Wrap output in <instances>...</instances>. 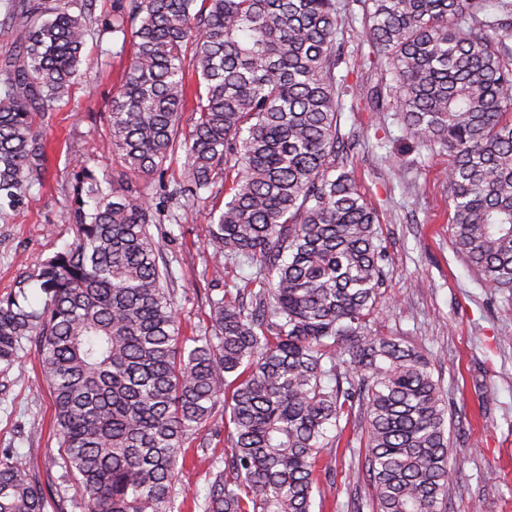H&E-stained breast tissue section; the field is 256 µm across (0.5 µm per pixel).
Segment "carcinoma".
Here are the masks:
<instances>
[{
	"label": "carcinoma",
	"mask_w": 512,
	"mask_h": 512,
	"mask_svg": "<svg viewBox=\"0 0 512 512\" xmlns=\"http://www.w3.org/2000/svg\"><path fill=\"white\" fill-rule=\"evenodd\" d=\"M95 0H11L0 59V217L43 184L40 121L83 60ZM381 79L370 110L399 112L411 147L448 153L452 244L512 290V0H351ZM338 0H114L132 45L113 96L110 191L71 168L76 243L0 296V364L24 343L54 403L61 484L82 512H182L184 445L211 478L201 512H313L315 473L342 417H366L362 477L375 512H447L448 399L431 364L371 333L388 258L376 210L336 165ZM197 115L180 125L188 97ZM181 148L170 196L207 211L214 273L257 275L209 301L208 332L179 336L151 231L147 184ZM227 198L219 209L214 201ZM224 410H219V404ZM220 469L207 430L226 424ZM39 465L0 450V512H45Z\"/></svg>",
	"instance_id": "cac0c4a2"
}]
</instances>
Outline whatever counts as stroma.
Listing matches in <instances>:
<instances>
[{"label":"stroma","mask_w":512,"mask_h":512,"mask_svg":"<svg viewBox=\"0 0 512 512\" xmlns=\"http://www.w3.org/2000/svg\"><path fill=\"white\" fill-rule=\"evenodd\" d=\"M113 0H97L85 60L70 94L41 125L48 171L24 208L0 219V295L31 274L40 259L71 247L74 220L67 207L72 157H89L98 176L119 166L109 133V102L118 91L131 52L112 32ZM338 36L344 60L336 70L348 84L371 86L378 70L364 67L360 11L342 15ZM338 133L345 149L336 162L376 208L388 254L382 304L371 323L381 336H400L431 363L448 397L449 462L453 493L448 512H512V291L486 284L451 243L448 192L442 171L447 153L407 150L399 114L382 123L352 92L341 97ZM177 221L155 229L171 273L175 311L184 335H203L209 300L256 271L240 261L212 274L206 250L205 211H178ZM53 405L40 382L35 345L0 369V448L37 459L42 486L63 473ZM345 446L319 464L320 492L313 512H372V490L358 474L365 456L359 418L341 420Z\"/></svg>","instance_id":"1"}]
</instances>
